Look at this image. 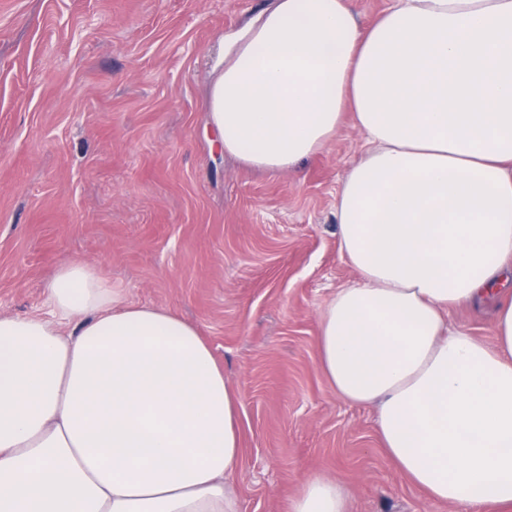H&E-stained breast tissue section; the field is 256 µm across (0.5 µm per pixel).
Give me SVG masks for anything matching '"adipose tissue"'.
Returning <instances> with one entry per match:
<instances>
[{
  "instance_id": "obj_1",
  "label": "adipose tissue",
  "mask_w": 512,
  "mask_h": 512,
  "mask_svg": "<svg viewBox=\"0 0 512 512\" xmlns=\"http://www.w3.org/2000/svg\"><path fill=\"white\" fill-rule=\"evenodd\" d=\"M224 150L272 173L345 121L336 195L357 280L319 319V366L376 410L390 462L435 502L512 512V0H276L224 51ZM497 298L495 346L452 309ZM44 317L0 316V512H240V401L199 330L62 266ZM287 512H349L306 477ZM390 5V0H352L357 20L363 25L372 23Z\"/></svg>"
}]
</instances>
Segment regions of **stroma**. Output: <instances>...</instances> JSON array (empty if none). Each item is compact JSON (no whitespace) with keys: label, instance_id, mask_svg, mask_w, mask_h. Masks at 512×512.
<instances>
[{"label":"stroma","instance_id":"1","mask_svg":"<svg viewBox=\"0 0 512 512\" xmlns=\"http://www.w3.org/2000/svg\"><path fill=\"white\" fill-rule=\"evenodd\" d=\"M273 3L0 0V315L40 314L77 260L193 323L240 397L241 512H286L312 474L340 480L350 512H460L390 464L374 412L318 366L320 313L356 280L336 192L361 134L345 123L271 174L226 156L209 123L224 38ZM493 308L449 321L491 346Z\"/></svg>","mask_w":512,"mask_h":512}]
</instances>
